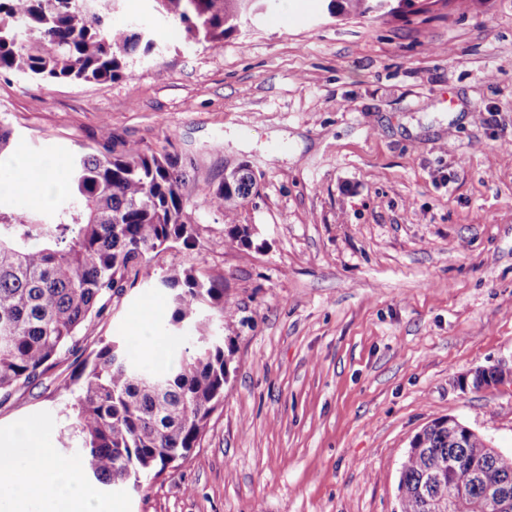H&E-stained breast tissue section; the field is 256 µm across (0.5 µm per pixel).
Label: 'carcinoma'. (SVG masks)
I'll use <instances>...</instances> for the list:
<instances>
[{"instance_id": "obj_1", "label": "carcinoma", "mask_w": 512, "mask_h": 512, "mask_svg": "<svg viewBox=\"0 0 512 512\" xmlns=\"http://www.w3.org/2000/svg\"><path fill=\"white\" fill-rule=\"evenodd\" d=\"M122 0H0V71L49 81H108L123 62L156 49L151 30L112 25ZM171 25L195 42H220L261 14L268 0H151ZM370 0H328L329 13L364 15ZM16 152L13 130L0 120V157ZM185 172L169 156L129 144L112 156L78 150L68 193L46 210L0 205V396L45 377L61 354L80 344L78 333L101 316L129 273L149 253L198 245L183 194ZM256 182L240 168L204 188L224 212L228 243H252L249 226L234 223ZM169 292L172 336L191 327L199 346L163 365L145 361L120 336L91 352L64 379L78 386L65 430L81 455V476L104 487L155 479L190 456L228 381L224 340L209 331L234 316L224 279L169 267L158 279ZM462 455L483 466L468 484L479 512H497L494 485L512 490V465L497 466L486 439L448 433L432 421L411 440L398 484L399 512H427L423 483L448 474Z\"/></svg>"}]
</instances>
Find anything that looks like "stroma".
Wrapping results in <instances>:
<instances>
[{"label":"stroma","instance_id":"stroma-1","mask_svg":"<svg viewBox=\"0 0 512 512\" xmlns=\"http://www.w3.org/2000/svg\"><path fill=\"white\" fill-rule=\"evenodd\" d=\"M415 4L408 22L273 0L257 27L194 43L125 0L113 24L154 30L159 56L108 82L0 76L7 205L44 208L43 162L63 192L72 152L108 135L178 158L199 240L150 253L80 351L0 399V441L38 426L74 466L63 377L143 309L158 335L153 281L179 265L223 277L236 310L224 401L178 467L94 487L100 512H397L411 439L448 416L512 455V385L472 386L512 360V0ZM243 161L257 184L235 221L254 235L232 248L202 189Z\"/></svg>","mask_w":512,"mask_h":512}]
</instances>
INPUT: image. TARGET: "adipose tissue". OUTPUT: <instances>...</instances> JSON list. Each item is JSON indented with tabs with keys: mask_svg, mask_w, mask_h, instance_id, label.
Masks as SVG:
<instances>
[{
	"mask_svg": "<svg viewBox=\"0 0 512 512\" xmlns=\"http://www.w3.org/2000/svg\"><path fill=\"white\" fill-rule=\"evenodd\" d=\"M0 512H93V495L31 426L0 443Z\"/></svg>",
	"mask_w": 512,
	"mask_h": 512,
	"instance_id": "obj_1",
	"label": "adipose tissue"
}]
</instances>
